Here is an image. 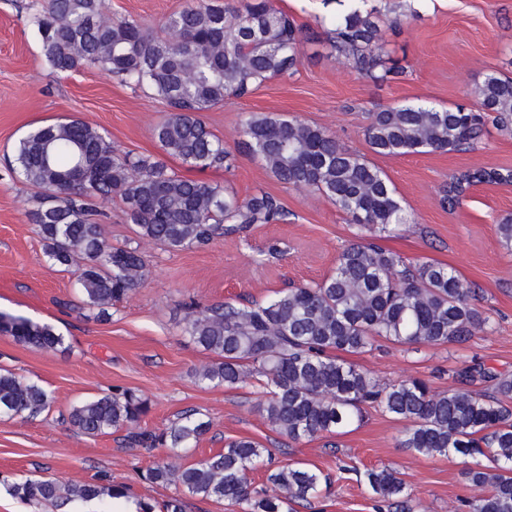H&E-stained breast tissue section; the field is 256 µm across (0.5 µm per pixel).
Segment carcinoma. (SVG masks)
<instances>
[{
    "label": "carcinoma",
    "mask_w": 512,
    "mask_h": 512,
    "mask_svg": "<svg viewBox=\"0 0 512 512\" xmlns=\"http://www.w3.org/2000/svg\"><path fill=\"white\" fill-rule=\"evenodd\" d=\"M373 11L355 6L330 22L332 50L375 81L395 80L405 68L385 58L384 27ZM40 51L55 71L96 68L135 91L163 100L167 118L154 129L163 152L192 169L231 165L224 142L200 113L243 98L257 86L288 74L300 57L301 33L272 0H193L170 14L157 33L129 17L103 12L101 0H44L31 14ZM480 108L421 104L386 106L371 113L365 138L378 155L399 157L429 151H465L483 133L485 116L512 126V76L487 74L473 90ZM244 146L276 180L317 191L355 224L395 233L411 223L386 173L336 142L324 129L296 118L249 113L241 120ZM13 171L43 189L30 223L54 265L75 270L80 301L108 319L109 308L142 287L147 263L139 246H112L103 235L107 215L98 201L121 200L136 237L171 252L209 245L253 224L285 216L265 191L244 199L226 188L179 175L153 155L117 153L90 124L63 120L30 130L16 144ZM512 184V170L473 167L452 175L441 200L455 209L473 186ZM184 335L215 359L195 371L201 386L234 388L262 377L259 410L272 429L292 440L348 426L366 404H378L409 424L399 447L427 456L463 458V475L475 492L469 512H512V377L479 364L456 372L459 387L430 393L423 379L381 384L335 353H361L378 337L400 345L462 343L488 322L471 289L452 268L411 265L373 243H352L321 281L278 291L264 303L185 304ZM0 333L38 351L65 348L63 335L47 324L0 311ZM492 394L468 389L475 380ZM51 394L10 370H0V414L34 416L50 407ZM149 403L116 386L72 407L70 423L87 436L125 430V440L164 447L172 456L197 442L209 423L190 415L164 429L143 430ZM268 449L249 439L229 442L189 466L162 459L143 478L175 484L193 496L227 500L241 512H296L318 492L319 476L285 465L267 477L270 489L255 491L247 474ZM16 499L56 509L75 499L123 497L127 488L107 475L94 482L56 477L0 481ZM363 482L395 512H414L405 482L393 468H371Z\"/></svg>",
    "instance_id": "carcinoma-1"
}]
</instances>
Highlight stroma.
Here are the masks:
<instances>
[{"label":"stroma","mask_w":512,"mask_h":512,"mask_svg":"<svg viewBox=\"0 0 512 512\" xmlns=\"http://www.w3.org/2000/svg\"><path fill=\"white\" fill-rule=\"evenodd\" d=\"M186 2L106 0V12L157 30ZM41 3L0 0V311L52 325L64 336L66 349L32 350L0 334V369L38 383L53 397L51 408L37 416L0 415V478L91 481L106 474L138 500L178 496L185 512H237L228 501L146 481V470L166 457V449L131 448L122 433L90 437L70 424L74 405L121 386L148 399L142 428H165L188 414L209 422L198 443L182 451L183 464L248 437L270 450L274 465L299 464L323 476L318 498L298 512H378L358 474L381 467L399 472L417 512H467L463 502L474 491L460 458L399 447L406 424L380 406H364L359 420L337 432L294 441L272 430L260 414L258 384L236 389L196 384L195 369L211 356L184 336V305L265 302L281 289L319 282L350 243L374 242L411 264L432 261L454 268L475 291L489 322L463 344L401 346L379 338L370 350L346 354V361L383 383L423 379L437 393L455 388V371L474 363L512 375V252L497 233L499 220L512 215V184L472 187L452 211L440 204L452 173L473 166L512 167V131L490 121L474 150L402 157L373 154L365 139L370 115L381 107L473 109L472 91L487 73L512 76V0H413L408 7L402 0H367L368 7L395 10L398 18L386 31V51L407 74L383 83L357 72L327 44L323 24L340 13L338 0H275L302 30L296 68L246 97L203 112L232 155L230 168L201 173L173 158L168 164L242 198L268 192L287 211L286 220L254 225L243 240L226 237L179 252L139 242L150 275L112 306L106 321L95 310L79 308L74 273L45 257L28 219L40 190L18 178L10 160L26 132L70 117L104 130L118 153L157 156L161 149L153 130L168 109L100 70L51 69L27 23ZM247 113L285 115L323 127L341 146L385 171L411 224L381 236L352 223L312 189L277 181L240 145V121Z\"/></svg>","instance_id":"1"}]
</instances>
